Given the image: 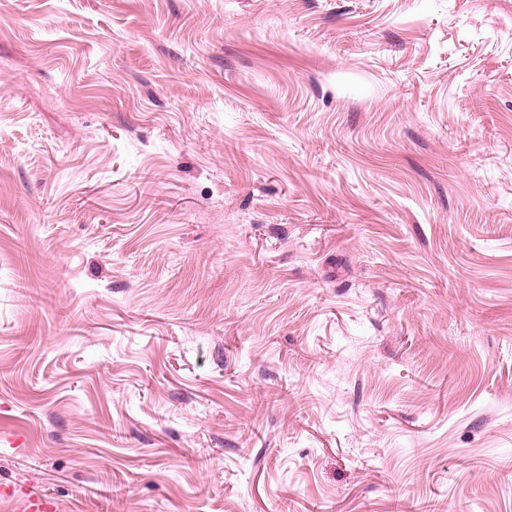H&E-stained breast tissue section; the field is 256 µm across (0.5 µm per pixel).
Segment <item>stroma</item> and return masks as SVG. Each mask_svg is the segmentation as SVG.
<instances>
[{
    "label": "stroma",
    "mask_w": 512,
    "mask_h": 512,
    "mask_svg": "<svg viewBox=\"0 0 512 512\" xmlns=\"http://www.w3.org/2000/svg\"><path fill=\"white\" fill-rule=\"evenodd\" d=\"M0 483L512 512V0H0Z\"/></svg>",
    "instance_id": "stroma-1"
}]
</instances>
